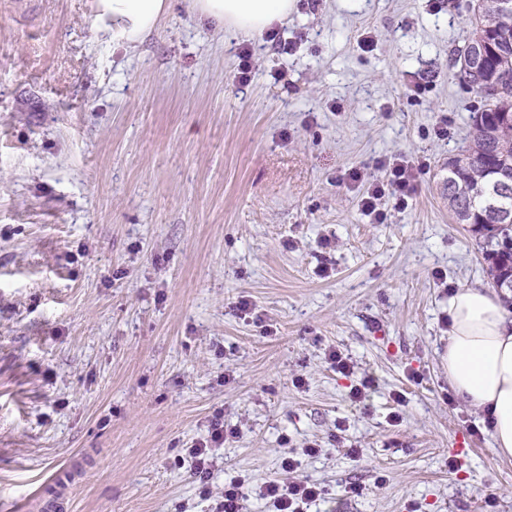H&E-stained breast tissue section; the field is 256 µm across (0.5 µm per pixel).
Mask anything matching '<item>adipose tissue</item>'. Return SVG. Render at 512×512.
I'll return each instance as SVG.
<instances>
[{"instance_id": "ef3b65f1", "label": "adipose tissue", "mask_w": 512, "mask_h": 512, "mask_svg": "<svg viewBox=\"0 0 512 512\" xmlns=\"http://www.w3.org/2000/svg\"><path fill=\"white\" fill-rule=\"evenodd\" d=\"M296 0H190L219 31L261 33L287 21ZM170 0H93L91 24L113 46L135 49L169 12ZM448 382L490 423L496 456L512 459V314L495 289L467 287L448 300Z\"/></svg>"}]
</instances>
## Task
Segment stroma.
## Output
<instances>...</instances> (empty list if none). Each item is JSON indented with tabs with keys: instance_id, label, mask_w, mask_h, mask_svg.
I'll return each instance as SVG.
<instances>
[{
	"instance_id": "1",
	"label": "stroma",
	"mask_w": 512,
	"mask_h": 512,
	"mask_svg": "<svg viewBox=\"0 0 512 512\" xmlns=\"http://www.w3.org/2000/svg\"><path fill=\"white\" fill-rule=\"evenodd\" d=\"M468 3L298 0L282 55L189 0L133 51L91 0H0V512H42L65 472L67 512H210L237 476L265 512L313 443L298 475L327 495L307 512H512V461L445 361L449 297L493 284L442 196L481 105L449 63ZM396 153L428 166L375 224L345 175ZM218 415L238 435L206 497L185 450Z\"/></svg>"
}]
</instances>
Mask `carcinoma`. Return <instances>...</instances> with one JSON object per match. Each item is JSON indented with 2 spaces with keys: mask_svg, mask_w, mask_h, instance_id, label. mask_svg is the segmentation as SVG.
<instances>
[{
  "mask_svg": "<svg viewBox=\"0 0 512 512\" xmlns=\"http://www.w3.org/2000/svg\"><path fill=\"white\" fill-rule=\"evenodd\" d=\"M469 11L471 31L453 50V67L483 104L467 144L448 158L444 198L454 223L485 232L501 286L512 283V0H473Z\"/></svg>",
  "mask_w": 512,
  "mask_h": 512,
  "instance_id": "carcinoma-1",
  "label": "carcinoma"
}]
</instances>
